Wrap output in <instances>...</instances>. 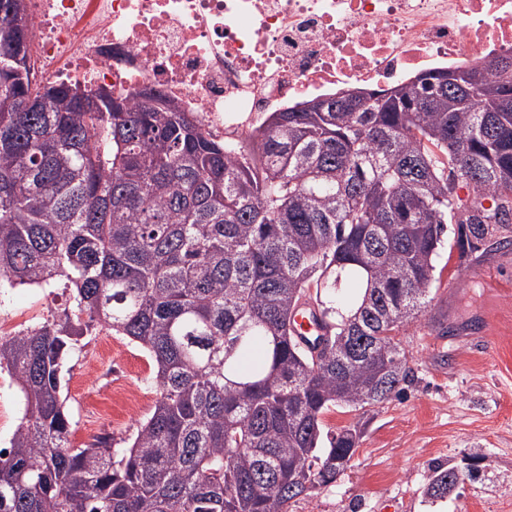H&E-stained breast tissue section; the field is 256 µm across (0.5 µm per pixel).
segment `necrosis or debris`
Wrapping results in <instances>:
<instances>
[{"instance_id": "necrosis-or-debris-1", "label": "necrosis or debris", "mask_w": 512, "mask_h": 512, "mask_svg": "<svg viewBox=\"0 0 512 512\" xmlns=\"http://www.w3.org/2000/svg\"><path fill=\"white\" fill-rule=\"evenodd\" d=\"M36 74L143 86L240 142L269 113L512 55V0H25Z\"/></svg>"}]
</instances>
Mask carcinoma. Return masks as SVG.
Segmentation results:
<instances>
[{
	"label": "carcinoma",
	"mask_w": 512,
	"mask_h": 512,
	"mask_svg": "<svg viewBox=\"0 0 512 512\" xmlns=\"http://www.w3.org/2000/svg\"><path fill=\"white\" fill-rule=\"evenodd\" d=\"M1 4L0 289L62 281L68 296L0 336L23 403L0 512H289L359 447V424L325 437L322 416L414 380L390 333L424 308L447 225L461 259L512 247L500 74L317 98L323 111L272 112L239 149L154 107L157 92L89 112L70 90H100L34 83L22 0ZM343 279L358 301L336 300ZM303 297L331 328L318 358L293 336ZM99 327L155 367L157 400L119 459L110 436L68 439L63 367ZM305 470L309 485L291 480ZM453 474L433 468L426 495L448 496Z\"/></svg>",
	"instance_id": "obj_1"
}]
</instances>
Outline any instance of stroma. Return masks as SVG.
<instances>
[{"mask_svg":"<svg viewBox=\"0 0 512 512\" xmlns=\"http://www.w3.org/2000/svg\"><path fill=\"white\" fill-rule=\"evenodd\" d=\"M424 312L398 337L409 355L414 382L395 399L366 413L340 406L323 416L325 431L360 424V446L350 468L332 485L292 501L290 512H512V249L460 261L452 233L435 261ZM65 301L63 288H14L0 296V318L26 327ZM120 350L96 359L102 340ZM66 375L72 415L70 441L81 448L108 435L124 451L150 413L121 416L113 395L128 384L155 399L153 363L139 347L97 329L75 351ZM22 415L13 378L0 371V448L7 447ZM443 499L423 494L434 465L466 470Z\"/></svg>","mask_w":512,"mask_h":512,"instance_id":"35a3bbf8","label":"stroma"}]
</instances>
